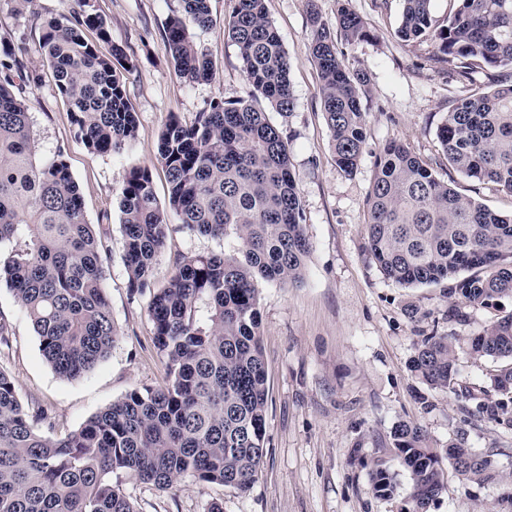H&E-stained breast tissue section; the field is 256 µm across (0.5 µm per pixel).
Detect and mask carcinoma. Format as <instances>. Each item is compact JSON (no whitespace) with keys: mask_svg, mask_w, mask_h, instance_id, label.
Instances as JSON below:
<instances>
[{"mask_svg":"<svg viewBox=\"0 0 512 512\" xmlns=\"http://www.w3.org/2000/svg\"><path fill=\"white\" fill-rule=\"evenodd\" d=\"M180 2L164 28L175 69L188 83L210 81L213 63L189 33L213 24L210 0ZM337 4L331 25L310 12L308 52L320 74L336 165L351 174L366 142L370 86L364 73L345 65L337 44L355 45L371 32L349 0ZM431 6L432 0H403L397 37L428 41L434 61L464 79L485 71L493 83L453 100L438 139L457 172L512 194V0H453L444 25ZM86 29L98 40L88 41ZM224 30L239 49L251 96L220 99L189 126L171 116L158 139L167 202L157 200L147 167L128 171L118 199L129 284L152 289L148 317L166 383L133 389L80 430L57 437L44 431L51 427L47 413L27 410L0 368V512H139L114 475L161 491L191 477L240 493L258 478L268 388L256 284L300 282L311 244L288 141L260 106L264 101L281 115L293 111L290 57L265 0H235ZM40 47L69 101L76 136L91 153H115L136 138L137 115L122 74L129 60L100 15L46 20ZM11 70L0 60V245H10L0 253V283L31 321L52 369L77 380L118 339L104 286L106 246L85 219L62 154L37 163L31 112L11 90ZM366 205L367 250L396 285L452 280L454 293L470 306L512 298V215L459 192L404 143L383 147ZM173 219L190 235L232 236L238 248L184 255L167 284L154 289ZM462 352L499 363L491 378L498 398L479 409L511 424L512 314L464 350L455 336L426 337L409 367L431 388L454 393ZM392 438L410 480L402 512H428L444 489V458L471 480L495 477L491 460L462 441L432 448L423 430L406 421L394 426ZM371 486L378 497L394 495V475L384 464L372 470Z\"/></svg>","mask_w":512,"mask_h":512,"instance_id":"cac0c4a2","label":"carcinoma"}]
</instances>
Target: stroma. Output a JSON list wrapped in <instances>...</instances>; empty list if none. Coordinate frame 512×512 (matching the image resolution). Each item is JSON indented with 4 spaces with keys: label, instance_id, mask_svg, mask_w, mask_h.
I'll list each match as a JSON object with an SVG mask.
<instances>
[{
    "label": "stroma",
    "instance_id": "stroma-1",
    "mask_svg": "<svg viewBox=\"0 0 512 512\" xmlns=\"http://www.w3.org/2000/svg\"><path fill=\"white\" fill-rule=\"evenodd\" d=\"M235 0H210L214 25L194 31L196 44L214 63L208 82H185L177 74L164 28L180 0H88L101 15L113 42L132 62L125 72L127 99L137 114L136 138L118 153L91 154L75 136L70 105L57 89L39 49L47 19L79 10L78 0H0V50L13 63L14 93L30 107L37 157L50 163L63 154L78 183L86 220L104 240L106 292L119 338L109 356L79 380L58 376L44 360L31 323L6 285H0V318L11 327L10 344L0 349V367L12 376L29 410L45 409L52 432L78 430L96 412L135 388L165 381V361L153 344L149 292L129 286L118 196L126 173L149 167L158 200L168 183L157 161L158 135L171 116L193 122L218 99L248 97L237 46L224 32ZM366 21L370 40L343 46V59L370 80L367 139L353 174L336 165L320 96L318 69L308 53L309 10L324 20L336 15V0H267L268 14L291 59L294 109L272 114L288 140L304 228L312 244L298 284L258 282L261 332L269 400L267 454L246 494L219 484L184 479L161 491L152 484L123 481L140 512H400L408 476L393 448L391 432L401 421L422 427L432 447L464 439L491 459L497 477L478 483L444 470L445 487L430 512H512V425L479 412L477 404L494 390L490 360L461 357L457 391L434 390L412 376L408 364L421 341L448 334L469 339L512 313V299L485 307L462 306L464 322L448 317L454 300L447 285L401 288L386 280L366 250V196L374 162L390 139L408 144L440 179L502 215L512 213V195L469 179L448 162L437 130L452 99L489 89L484 73L460 82L448 66L429 59V43L408 44L396 30L401 0H351ZM234 239L167 236L154 285L168 281L176 259L191 253L233 250ZM385 461L397 484L393 497L371 489L376 460Z\"/></svg>",
    "mask_w": 512,
    "mask_h": 512
}]
</instances>
